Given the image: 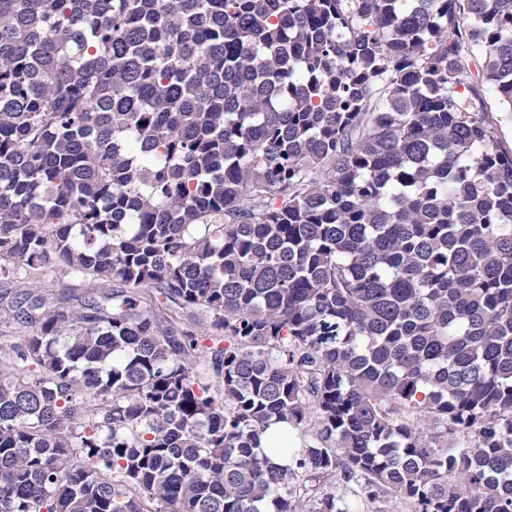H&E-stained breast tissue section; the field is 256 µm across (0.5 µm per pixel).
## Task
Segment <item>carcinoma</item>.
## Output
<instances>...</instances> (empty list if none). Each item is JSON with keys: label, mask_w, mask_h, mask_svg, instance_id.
<instances>
[{"label": "carcinoma", "mask_w": 512, "mask_h": 512, "mask_svg": "<svg viewBox=\"0 0 512 512\" xmlns=\"http://www.w3.org/2000/svg\"><path fill=\"white\" fill-rule=\"evenodd\" d=\"M477 55L511 113L512 0H0V512H512ZM36 277L40 280L41 288L39 289L47 299V306L52 309L60 305L57 301L59 294L65 291L80 293L83 289L72 288L74 287L72 285L78 284V281L64 274L61 270H58L57 272H49L43 275H36Z\"/></svg>", "instance_id": "cac0c4a2"}]
</instances>
